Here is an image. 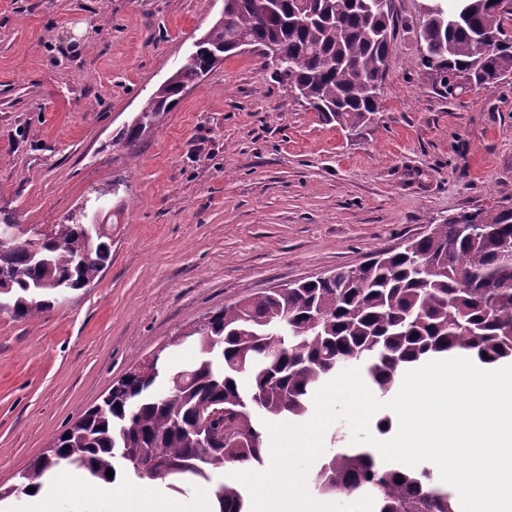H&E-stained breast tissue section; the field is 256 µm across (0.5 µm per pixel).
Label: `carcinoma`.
<instances>
[{
  "label": "carcinoma",
  "mask_w": 512,
  "mask_h": 512,
  "mask_svg": "<svg viewBox=\"0 0 512 512\" xmlns=\"http://www.w3.org/2000/svg\"><path fill=\"white\" fill-rule=\"evenodd\" d=\"M237 0L214 24L195 57L187 56L143 108L144 123L113 144L133 149L142 129L177 102L181 90L203 76L213 56L237 50V40L261 50H280L276 74L288 93L352 134H361L381 110V89L395 27L393 0L380 11L373 0ZM512 12L503 0H425L419 40L420 65L436 75L440 93L492 89L512 74ZM496 41L484 48L490 37ZM461 224H481L472 236ZM82 218L76 212L42 239L32 256L20 242L0 243V272H18L5 313L25 318L54 306L56 291L92 284L111 258L106 233L81 262ZM512 207L466 212L435 225L397 251L382 252L359 273L339 270L327 280L266 292L215 312L188 332L200 338V354L167 375L149 369L122 384L119 394L85 411L56 435L60 458L42 456L21 475L24 494L38 489L61 464L111 481L143 478L146 454L173 462L167 475L206 481L217 471L264 465L269 456L262 421L301 417L327 377L345 367L362 369L382 393L401 371L457 351L485 364L512 361ZM211 405L236 415L216 420L214 430L234 441L222 446L191 433L199 410ZM403 482H397V479ZM322 495L374 499V512H456L455 495L432 484V473L415 474L398 464L378 465L368 451L338 449L317 469ZM218 512H248L242 483L227 477L215 485Z\"/></svg>",
  "instance_id": "carcinoma-1"
}]
</instances>
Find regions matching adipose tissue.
<instances>
[{
    "label": "adipose tissue",
    "mask_w": 512,
    "mask_h": 512,
    "mask_svg": "<svg viewBox=\"0 0 512 512\" xmlns=\"http://www.w3.org/2000/svg\"><path fill=\"white\" fill-rule=\"evenodd\" d=\"M58 496L84 502L86 512H179L174 502H160L155 482L144 483L135 492L121 495L113 483L102 479L93 487H86L81 476L65 468L55 470L51 482L30 495V512H48L51 501Z\"/></svg>",
    "instance_id": "ef3b65f1"
}]
</instances>
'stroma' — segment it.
I'll use <instances>...</instances> for the list:
<instances>
[{"label":"stroma","instance_id":"stroma-1","mask_svg":"<svg viewBox=\"0 0 512 512\" xmlns=\"http://www.w3.org/2000/svg\"><path fill=\"white\" fill-rule=\"evenodd\" d=\"M423 0H394L382 108L347 137L255 52L216 63L134 152L114 140L223 0H0V213L51 229L121 180L112 257L44 313H0V486L157 351L184 365L203 317L356 267L430 225L512 205V76L439 93Z\"/></svg>","mask_w":512,"mask_h":512}]
</instances>
